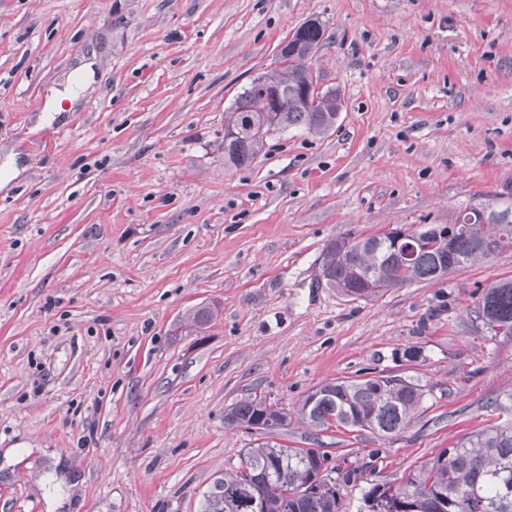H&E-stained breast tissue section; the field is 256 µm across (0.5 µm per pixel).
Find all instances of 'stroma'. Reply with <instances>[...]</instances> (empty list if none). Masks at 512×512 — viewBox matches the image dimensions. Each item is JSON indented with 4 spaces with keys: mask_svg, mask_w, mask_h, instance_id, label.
I'll return each mask as SVG.
<instances>
[{
    "mask_svg": "<svg viewBox=\"0 0 512 512\" xmlns=\"http://www.w3.org/2000/svg\"><path fill=\"white\" fill-rule=\"evenodd\" d=\"M309 19L335 127L225 166V111ZM84 65L90 89L37 124ZM1 178L0 448L24 459L0 512H203L259 438L228 407L292 411L371 372L430 385L398 433L277 438L359 470L343 512L503 420L512 336L473 310L512 252L375 301L326 287L321 253L512 208V0H0ZM207 303L206 329L181 327Z\"/></svg>",
    "mask_w": 512,
    "mask_h": 512,
    "instance_id": "stroma-1",
    "label": "stroma"
}]
</instances>
